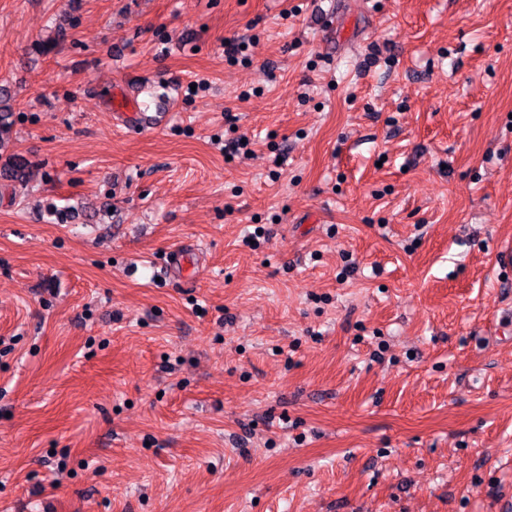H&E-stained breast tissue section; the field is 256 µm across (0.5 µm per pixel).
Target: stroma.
<instances>
[{"mask_svg":"<svg viewBox=\"0 0 512 512\" xmlns=\"http://www.w3.org/2000/svg\"><path fill=\"white\" fill-rule=\"evenodd\" d=\"M0 85V512H505L512 0H0ZM127 124L137 127L142 131H151L161 128L166 122L167 113L159 112H137L130 107L129 112H117Z\"/></svg>","mask_w":512,"mask_h":512,"instance_id":"stroma-1","label":"stroma"}]
</instances>
